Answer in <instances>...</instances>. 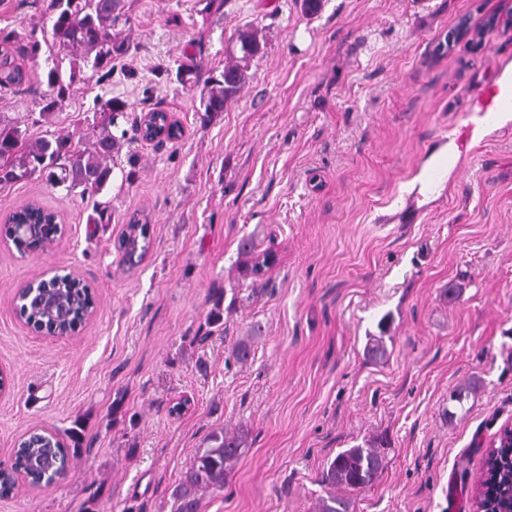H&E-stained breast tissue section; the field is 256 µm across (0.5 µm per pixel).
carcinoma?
I'll list each match as a JSON object with an SVG mask.
<instances>
[{
	"instance_id": "obj_1",
	"label": "carcinoma",
	"mask_w": 512,
	"mask_h": 512,
	"mask_svg": "<svg viewBox=\"0 0 512 512\" xmlns=\"http://www.w3.org/2000/svg\"><path fill=\"white\" fill-rule=\"evenodd\" d=\"M46 14L51 22V48L45 60L43 83L49 94L42 99L39 122L49 124L53 115L68 99L73 87L92 79L100 72L112 70V61L125 54L126 39L114 32L127 20L125 0H47ZM19 34L0 30V89L20 86L27 74L15 64L14 51ZM258 31L241 30L234 44L227 47L229 62L218 77L196 78L204 83L199 111L214 116L240 93L247 78L250 62L261 53ZM127 105L118 99L99 102L94 122L78 140L68 135L43 137L27 143V129L18 119L0 116V186L5 187L35 175L53 187H63L81 196H96L112 185L113 153L121 142L112 133L119 121L130 123L121 131L127 141L178 139L183 129L178 121H168L167 112L151 108L129 121ZM13 224H57L58 216L36 204H27L8 216ZM134 237L128 246L145 255L149 248L148 224L131 220ZM245 271L257 275L260 255L249 244L240 247ZM71 299L70 311L77 313L85 304L84 287L61 283ZM247 434L243 431H220L209 438L208 446L196 451L193 463L175 490L177 512H199L200 492L221 489L232 467L245 452ZM385 441L376 438L363 445L344 450L322 473V483L330 489L362 488L371 484L384 466L381 448ZM318 512H348L344 498L331 493L320 499Z\"/></svg>"
}]
</instances>
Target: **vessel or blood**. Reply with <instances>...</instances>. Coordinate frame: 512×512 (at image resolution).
Listing matches in <instances>:
<instances>
[{
    "mask_svg": "<svg viewBox=\"0 0 512 512\" xmlns=\"http://www.w3.org/2000/svg\"><path fill=\"white\" fill-rule=\"evenodd\" d=\"M472 109L450 137L432 139L427 150L434 160L416 192L408 198L405 208L389 216L392 224H411L423 212L419 202L428 197L443 196L448 187L449 166H460L476 150L475 134L484 128L499 125L503 113L512 111V74H498L480 84L471 93Z\"/></svg>",
    "mask_w": 512,
    "mask_h": 512,
    "instance_id": "obj_1",
    "label": "vessel or blood"
}]
</instances>
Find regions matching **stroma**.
Returning a JSON list of instances; mask_svg holds the SVG:
<instances>
[{"instance_id":"35a3bbf8","label":"stroma","mask_w":512,"mask_h":512,"mask_svg":"<svg viewBox=\"0 0 512 512\" xmlns=\"http://www.w3.org/2000/svg\"><path fill=\"white\" fill-rule=\"evenodd\" d=\"M126 2V54L28 136L78 137L111 97L133 117L173 113L184 133L124 143L94 198L37 177L0 187V468L34 427L69 455L59 483L0 496V512H175L197 449L241 429L246 452L199 512H316L330 461L381 436L374 482L339 491L349 512H448L452 497L472 512L488 445L512 422V134L483 131L416 223L380 217L421 181L428 142L462 124L468 89L512 56V24L440 42L512 0H322L310 16L301 0ZM45 9L0 0V28L41 29ZM248 27L264 49L202 121L201 90L178 70L220 74ZM15 62L28 81L0 91L8 119L39 112L46 91L43 58ZM31 202L66 230L23 252L1 219ZM134 215L149 219L151 245L129 272L117 244ZM250 235L278 255L257 279L240 269ZM52 267L96 291L94 316L63 338L35 333L14 302Z\"/></svg>"}]
</instances>
